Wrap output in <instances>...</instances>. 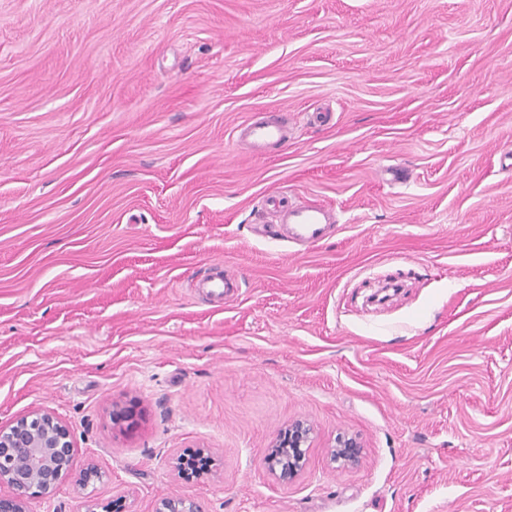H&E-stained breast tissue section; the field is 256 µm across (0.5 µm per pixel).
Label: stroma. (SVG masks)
Returning a JSON list of instances; mask_svg holds the SVG:
<instances>
[{
	"label": "stroma",
	"instance_id": "obj_1",
	"mask_svg": "<svg viewBox=\"0 0 512 512\" xmlns=\"http://www.w3.org/2000/svg\"><path fill=\"white\" fill-rule=\"evenodd\" d=\"M36 408L101 476L31 512H512V0H0V426ZM247 133L240 139L252 153L263 152L270 144H279L285 140V127L277 121H267L247 126ZM330 209L315 202L297 204L288 210L284 224H289V237L296 242L315 245L325 237ZM315 431L307 420L296 419L280 429L263 457L267 471L276 479L293 482L304 470ZM326 455L335 469L358 466L364 454V446L357 435L341 433L325 448ZM154 512H203L199 502L189 496L170 494L155 502Z\"/></svg>",
	"mask_w": 512,
	"mask_h": 512
}]
</instances>
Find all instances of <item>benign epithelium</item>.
I'll return each mask as SVG.
<instances>
[{
  "label": "benign epithelium",
  "instance_id": "1",
  "mask_svg": "<svg viewBox=\"0 0 512 512\" xmlns=\"http://www.w3.org/2000/svg\"><path fill=\"white\" fill-rule=\"evenodd\" d=\"M313 425L303 419L280 429L263 457L267 471L281 481H294L304 470L313 447ZM338 469L358 466L364 454L360 438L341 433L325 448ZM76 448L68 427L57 417L34 409L7 427H0V512H28V499L52 494L73 472ZM154 512H203L189 496L170 494L155 502Z\"/></svg>",
  "mask_w": 512,
  "mask_h": 512
}]
</instances>
